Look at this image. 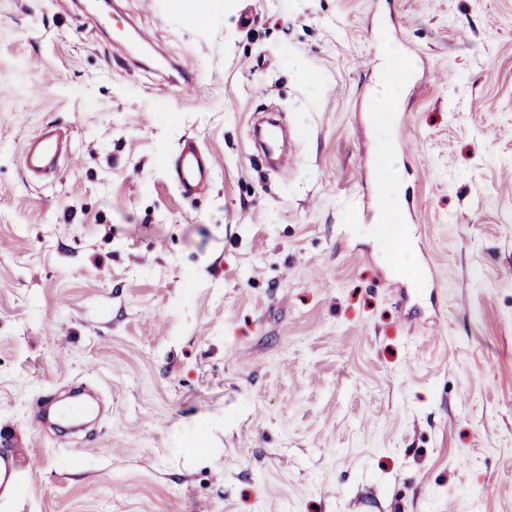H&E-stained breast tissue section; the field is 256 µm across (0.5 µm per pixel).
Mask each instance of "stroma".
Returning a JSON list of instances; mask_svg holds the SVG:
<instances>
[{
  "instance_id": "obj_1",
  "label": "stroma",
  "mask_w": 512,
  "mask_h": 512,
  "mask_svg": "<svg viewBox=\"0 0 512 512\" xmlns=\"http://www.w3.org/2000/svg\"><path fill=\"white\" fill-rule=\"evenodd\" d=\"M266 111L291 168L253 146ZM76 382L107 411L61 439L34 412ZM0 434L26 470L0 512H512V0H0ZM57 131L48 129L32 140L24 154V166L30 173L54 167L58 156ZM213 158L196 139L185 138L172 159V169L178 189L184 197L205 191L212 180Z\"/></svg>"
}]
</instances>
